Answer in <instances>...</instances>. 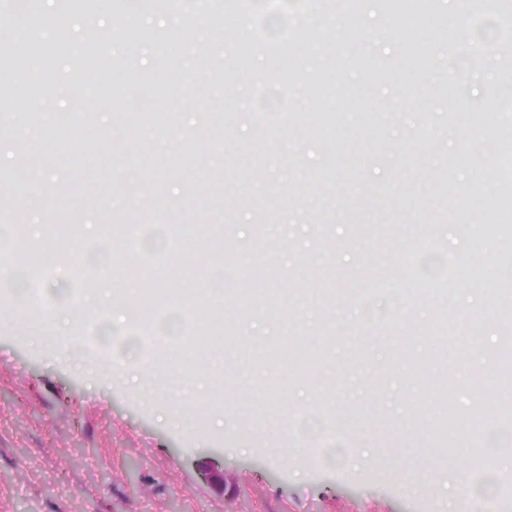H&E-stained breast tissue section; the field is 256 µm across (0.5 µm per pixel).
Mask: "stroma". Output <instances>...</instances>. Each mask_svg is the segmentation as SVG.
Returning <instances> with one entry per match:
<instances>
[{
	"label": "stroma",
	"instance_id": "1",
	"mask_svg": "<svg viewBox=\"0 0 512 512\" xmlns=\"http://www.w3.org/2000/svg\"><path fill=\"white\" fill-rule=\"evenodd\" d=\"M130 3L69 12L65 0H36L21 20L16 0H0V30L12 32L0 90L18 108L11 120L0 111V130L32 116L60 135L66 116L93 131L38 181L13 176L35 143L0 142V225L25 231L0 237L11 257L0 265V512H512V470L488 472L479 457L512 443L503 393L469 380L504 327L483 319L493 296L481 274L512 285V241L485 231L488 197L512 185V85L494 50L505 28L488 0L455 16L447 0L407 15L367 0L352 21L336 0ZM237 15L256 46L244 64L224 26ZM445 18L451 35L431 38L430 21ZM406 27L415 42L401 40ZM173 34L176 49L155 56ZM93 36L120 38L117 64L54 50ZM193 63L200 85H180ZM257 67L264 78L240 111L211 98L225 75ZM47 74L59 77L55 93L39 83ZM133 77L147 93L163 89L157 108H114ZM69 224L94 230L70 237L74 256L29 276L25 256ZM182 224L208 243L178 267L171 229ZM83 270L94 284L132 275L153 289V309L138 301L122 318L85 306ZM203 272L224 337L183 345L176 369L209 373L213 399L183 401L164 377L108 380L109 368L163 359L166 336L191 315L168 297ZM57 307L78 316L81 354L62 338L36 341L19 317ZM291 343L318 358L307 378L276 364ZM454 353L453 411L479 404L484 418L443 442L431 381ZM416 363L430 383L413 377ZM409 423L426 459L413 478L391 458ZM458 468L470 477L463 496ZM213 469L223 482L207 480Z\"/></svg>",
	"mask_w": 512,
	"mask_h": 512
}]
</instances>
